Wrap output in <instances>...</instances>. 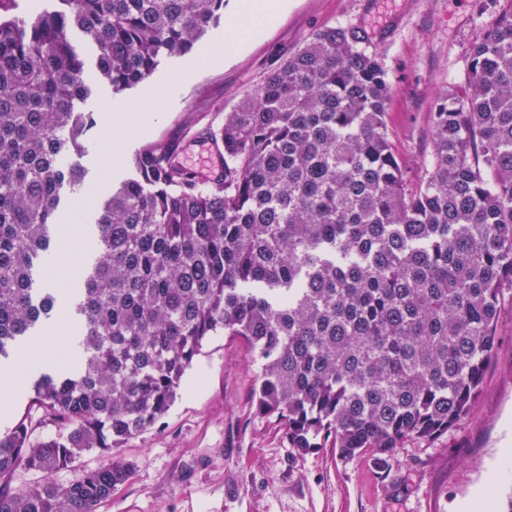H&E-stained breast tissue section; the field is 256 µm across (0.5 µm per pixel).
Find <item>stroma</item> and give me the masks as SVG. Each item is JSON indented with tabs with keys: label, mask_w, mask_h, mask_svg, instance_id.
Wrapping results in <instances>:
<instances>
[{
	"label": "stroma",
	"mask_w": 512,
	"mask_h": 512,
	"mask_svg": "<svg viewBox=\"0 0 512 512\" xmlns=\"http://www.w3.org/2000/svg\"><path fill=\"white\" fill-rule=\"evenodd\" d=\"M504 0H288L271 25L212 59L168 58L146 81L113 94L100 84L82 104L96 126L65 161L85 169L84 187L124 179L144 146L176 141L201 155L198 130L219 127L225 112L254 93L268 72L315 32L342 26L360 33L382 59L393 91L392 139L410 176L429 160V112L436 95L463 87L471 46ZM184 74L174 97L163 83ZM148 113L142 133L114 129L108 107ZM258 361L237 339L216 333L187 370L165 417L132 438L119 458L130 478L96 512H461L489 493L494 512L512 494V311L497 327L495 355L473 414L430 444L411 441L388 460L372 452L340 457L331 442L301 455L277 423L257 417Z\"/></svg>",
	"instance_id": "35a3bbf8"
}]
</instances>
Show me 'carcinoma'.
Here are the masks:
<instances>
[{"instance_id": "cac0c4a2", "label": "carcinoma", "mask_w": 512, "mask_h": 512, "mask_svg": "<svg viewBox=\"0 0 512 512\" xmlns=\"http://www.w3.org/2000/svg\"><path fill=\"white\" fill-rule=\"evenodd\" d=\"M224 0H57L0 17V360L65 310L80 358L31 369L29 406L0 434V512H95L130 475L120 448L153 428L206 339L261 362L257 415L305 455L394 456L473 412L512 297V6L472 45L463 93L429 113L432 158L412 179L387 123L378 54L326 27L277 65L218 130L204 185L145 147L79 227L90 262L34 287L86 176L62 158L94 125V82L115 94L193 51ZM96 50L86 67L71 40ZM55 436L38 441L39 426ZM111 462L66 486L85 451ZM24 470L41 476L11 487Z\"/></svg>"}]
</instances>
